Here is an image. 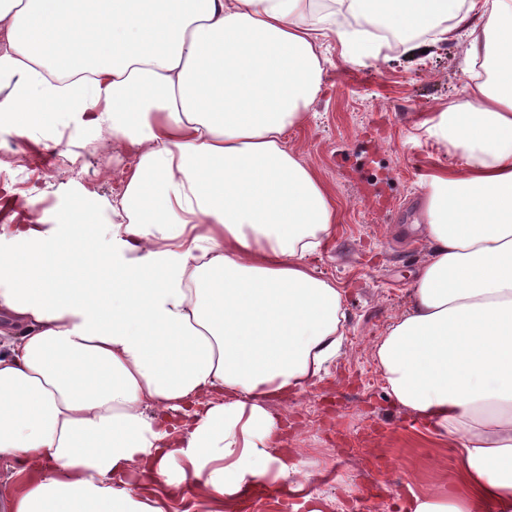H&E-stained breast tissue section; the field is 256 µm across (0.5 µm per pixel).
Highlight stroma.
<instances>
[{
  "label": "stroma",
  "instance_id": "1",
  "mask_svg": "<svg viewBox=\"0 0 512 512\" xmlns=\"http://www.w3.org/2000/svg\"><path fill=\"white\" fill-rule=\"evenodd\" d=\"M326 56L321 91L288 142L342 212L332 240L308 263L345 291V344L327 372L285 403L282 445L323 470L314 491L334 512H400L406 491L445 495L457 485L454 441L392 403L374 346L406 307L428 255L415 228L423 181L455 162L420 123L464 101L471 69L453 41L413 57L394 45L355 64L330 42ZM92 135L87 117L51 106L29 135L1 127L0 225L28 223L39 211L51 227L70 219L80 199L85 240L100 244L112 221L101 202L122 193L132 150L118 139L106 154L90 153Z\"/></svg>",
  "mask_w": 512,
  "mask_h": 512
}]
</instances>
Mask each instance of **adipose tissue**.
Instances as JSON below:
<instances>
[{
    "mask_svg": "<svg viewBox=\"0 0 512 512\" xmlns=\"http://www.w3.org/2000/svg\"><path fill=\"white\" fill-rule=\"evenodd\" d=\"M382 26L497 76L425 122L458 164L425 182L430 255L376 348L392 402L457 442L455 493L403 510L512 512V0H0V124L52 104L134 152L106 247L0 226V512H171L186 482L217 512L263 481L312 501L274 405L339 355L346 314L307 262L338 208L288 133L323 42L376 58Z\"/></svg>",
    "mask_w": 512,
    "mask_h": 512,
    "instance_id": "ef3b65f1",
    "label": "adipose tissue"
}]
</instances>
